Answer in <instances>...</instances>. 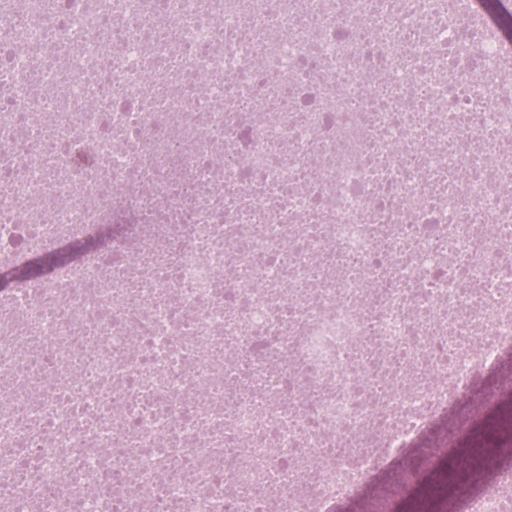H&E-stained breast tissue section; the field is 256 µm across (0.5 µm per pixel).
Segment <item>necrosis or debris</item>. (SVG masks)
I'll list each match as a JSON object with an SVG mask.
<instances>
[{"label":"necrosis or debris","mask_w":512,"mask_h":512,"mask_svg":"<svg viewBox=\"0 0 512 512\" xmlns=\"http://www.w3.org/2000/svg\"><path fill=\"white\" fill-rule=\"evenodd\" d=\"M117 222L0 292V512H334L512 364V48L472 0H0V262Z\"/></svg>","instance_id":"4bbe7bcc"}]
</instances>
